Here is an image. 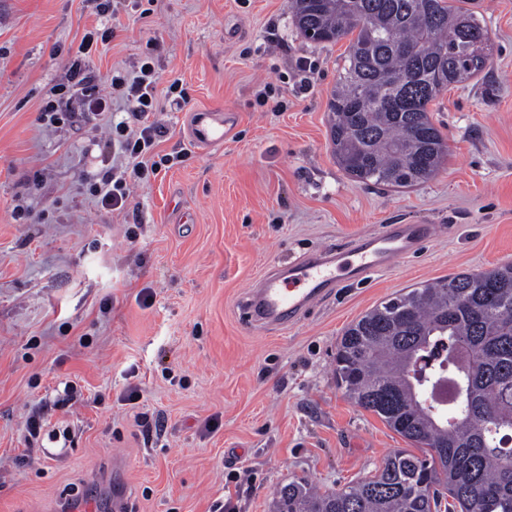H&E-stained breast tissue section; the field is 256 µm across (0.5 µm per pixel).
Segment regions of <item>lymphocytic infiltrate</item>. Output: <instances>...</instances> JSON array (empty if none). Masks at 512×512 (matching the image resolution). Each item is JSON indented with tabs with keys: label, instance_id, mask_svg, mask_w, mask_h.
Returning <instances> with one entry per match:
<instances>
[{
	"label": "lymphocytic infiltrate",
	"instance_id": "obj_1",
	"mask_svg": "<svg viewBox=\"0 0 512 512\" xmlns=\"http://www.w3.org/2000/svg\"><path fill=\"white\" fill-rule=\"evenodd\" d=\"M114 31L112 28L93 29L86 32L68 67L69 80L58 88V103L47 104L41 114L46 124H55L61 101L78 99L87 104L91 116L108 112L113 98H121L131 107V115L140 126L131 131L129 123H109V135L117 142L127 161L126 171L104 175L91 187L98 205L106 210L122 209L129 197L132 183L148 178L150 169L146 157L163 134V129L152 116L157 101L158 81L149 64H142L138 75L128 76L111 73L100 76L90 69L88 60L99 46L108 44ZM132 120V121H133Z\"/></svg>",
	"mask_w": 512,
	"mask_h": 512
}]
</instances>
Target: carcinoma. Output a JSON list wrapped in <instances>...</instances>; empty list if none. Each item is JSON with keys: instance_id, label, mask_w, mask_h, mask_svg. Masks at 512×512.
Segmentation results:
<instances>
[{"instance_id": "obj_1", "label": "carcinoma", "mask_w": 512, "mask_h": 512, "mask_svg": "<svg viewBox=\"0 0 512 512\" xmlns=\"http://www.w3.org/2000/svg\"><path fill=\"white\" fill-rule=\"evenodd\" d=\"M291 10L306 39H349L328 100L346 175L394 190L432 179L448 143L429 106L488 65L487 30L467 2L291 0ZM335 362L337 389L420 454L398 449L340 490L281 485L273 512H512V263L380 303L344 330ZM442 379L455 389L445 406L431 392Z\"/></svg>"}]
</instances>
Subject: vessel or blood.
I'll list each match as a JSON object with an SVG mask.
<instances>
[{
  "label": "vessel or blood",
  "mask_w": 512,
  "mask_h": 512,
  "mask_svg": "<svg viewBox=\"0 0 512 512\" xmlns=\"http://www.w3.org/2000/svg\"><path fill=\"white\" fill-rule=\"evenodd\" d=\"M234 121L231 112L200 110L194 116L192 138L207 147L223 146ZM435 233L430 224H385L351 247L330 248L274 269L249 291L244 303L247 322L255 328L288 325L330 299L341 285L362 282L413 255ZM128 468L126 459L113 457L109 467L91 474L86 490L67 502L64 512H128Z\"/></svg>",
  "instance_id": "b4317fda"
}]
</instances>
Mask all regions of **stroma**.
Instances as JSON below:
<instances>
[{
	"mask_svg": "<svg viewBox=\"0 0 512 512\" xmlns=\"http://www.w3.org/2000/svg\"><path fill=\"white\" fill-rule=\"evenodd\" d=\"M470 7L491 58L432 107L447 162L390 190L338 166L327 104L348 43L305 40L290 0H119L110 18L92 0H0V512H52L116 455L130 512H271L280 485L338 490L404 447L337 389L334 354L404 289L512 262V0ZM107 24L91 69L147 62L190 100L160 101L152 154L169 162L120 211L90 194L126 164L103 120L76 100L70 121L40 119L71 49ZM201 109L236 113L223 148L193 142ZM381 224L446 230L296 322L245 323L268 268Z\"/></svg>",
	"mask_w": 512,
	"mask_h": 512,
	"instance_id": "stroma-1",
	"label": "stroma"
}]
</instances>
